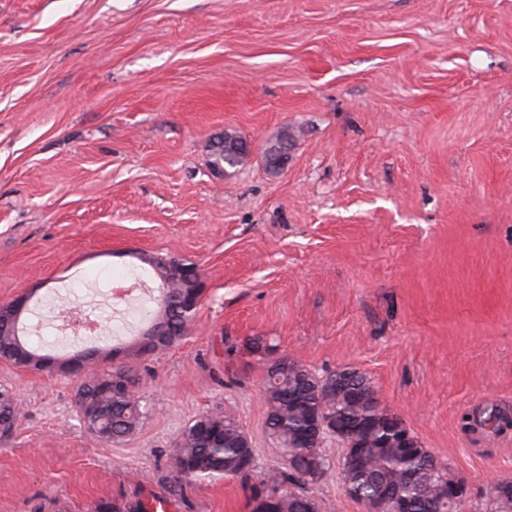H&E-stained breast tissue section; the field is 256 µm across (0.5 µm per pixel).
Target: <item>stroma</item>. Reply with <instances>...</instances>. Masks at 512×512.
I'll return each instance as SVG.
<instances>
[{
    "instance_id": "35a3bbf8",
    "label": "stroma",
    "mask_w": 512,
    "mask_h": 512,
    "mask_svg": "<svg viewBox=\"0 0 512 512\" xmlns=\"http://www.w3.org/2000/svg\"><path fill=\"white\" fill-rule=\"evenodd\" d=\"M293 137L285 168L262 152ZM252 146L229 173L209 144ZM199 266L186 339L140 361L146 416L87 431L84 379L0 360L21 417L0 437V512H96L164 497L167 454L202 414L234 416L254 469L265 432L261 339L322 376L365 374L381 404L465 479L464 512L512 480V0H0V304L35 296L30 343L58 345L54 297L113 326L108 302L149 258ZM304 494L343 491V447ZM174 512H252L240 481Z\"/></svg>"
}]
</instances>
